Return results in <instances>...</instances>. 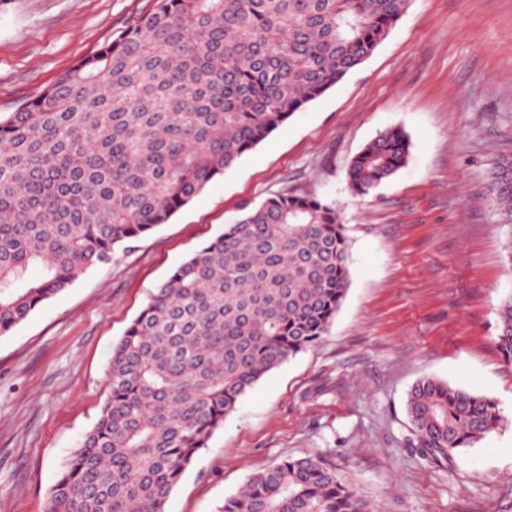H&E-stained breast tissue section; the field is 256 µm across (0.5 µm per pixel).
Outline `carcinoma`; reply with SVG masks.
<instances>
[{
    "label": "carcinoma",
    "instance_id": "cac0c4a2",
    "mask_svg": "<svg viewBox=\"0 0 512 512\" xmlns=\"http://www.w3.org/2000/svg\"><path fill=\"white\" fill-rule=\"evenodd\" d=\"M411 0H155L153 8L0 120V336L115 250L170 221L216 177L368 60ZM411 141L379 132L352 159L364 196ZM512 224V158L490 171ZM339 208L277 193L245 209L149 296L112 348L100 415L47 512H165L175 485L266 373L315 346L346 297ZM39 271L31 276V270ZM495 345L512 362V292ZM406 414L424 460L498 427V402L418 380ZM221 512H375L317 457L254 474Z\"/></svg>",
    "mask_w": 512,
    "mask_h": 512
}]
</instances>
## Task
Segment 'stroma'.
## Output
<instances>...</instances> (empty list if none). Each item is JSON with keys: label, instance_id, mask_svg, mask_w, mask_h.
I'll use <instances>...</instances> for the list:
<instances>
[{"label": "stroma", "instance_id": "35a3bbf8", "mask_svg": "<svg viewBox=\"0 0 512 512\" xmlns=\"http://www.w3.org/2000/svg\"><path fill=\"white\" fill-rule=\"evenodd\" d=\"M154 0H7L0 119L125 30ZM405 165L362 197L346 172L378 131ZM512 156V0H411L374 54L154 232L0 336V512H46L109 394L112 347L192 252L274 192L338 203L346 298L315 347L265 374L183 473L165 512H220L253 474L317 456L380 512H512V363L493 339L512 292L489 173ZM434 377L496 399L501 426L438 463L405 401Z\"/></svg>", "mask_w": 512, "mask_h": 512}]
</instances>
